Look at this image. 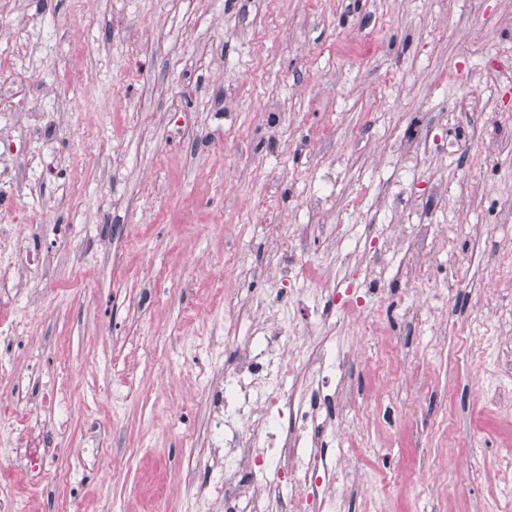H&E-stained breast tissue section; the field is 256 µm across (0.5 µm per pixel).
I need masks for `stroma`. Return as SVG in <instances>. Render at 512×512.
<instances>
[{
    "instance_id": "stroma-1",
    "label": "stroma",
    "mask_w": 512,
    "mask_h": 512,
    "mask_svg": "<svg viewBox=\"0 0 512 512\" xmlns=\"http://www.w3.org/2000/svg\"><path fill=\"white\" fill-rule=\"evenodd\" d=\"M505 250L512 0H0V504L224 512L210 395L263 322L349 354L323 512H489Z\"/></svg>"
}]
</instances>
